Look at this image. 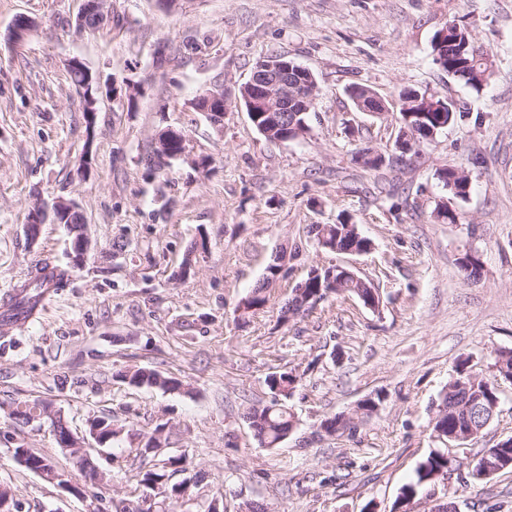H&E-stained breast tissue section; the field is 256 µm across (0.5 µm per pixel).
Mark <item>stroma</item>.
Masks as SVG:
<instances>
[{"mask_svg":"<svg viewBox=\"0 0 512 512\" xmlns=\"http://www.w3.org/2000/svg\"><path fill=\"white\" fill-rule=\"evenodd\" d=\"M84 0H0V295L48 262L66 270L38 313L0 337V484L21 512H89L79 499L11 458L16 440L60 465L72 459L47 431L14 427L8 404L42 399L72 432L111 419L113 448L141 445L156 425L171 431L166 454H185L200 476L199 498L224 512H395L401 487L442 444L437 406L459 363L494 379L501 405L483 435L457 451L455 471L435 485L460 512H512V470L472 481L470 463L512 437V381L495 358L512 349V0H108L109 19L76 31ZM36 27L21 42V19ZM467 28L493 55L482 92L432 61L446 22ZM285 53L311 70L319 96L298 142L268 141L237 100L255 63ZM77 57L102 79L133 83L135 102L99 96L87 130L83 91L67 71ZM373 89L388 110L358 112L348 90ZM221 86L232 103L223 123L193 107ZM413 87L452 100L455 125L377 171L352 153L389 152L398 132L399 92ZM182 130L186 157L161 170L148 158L157 134ZM209 159L208 171L196 163ZM464 167L466 199L449 200L439 169ZM408 188L393 205L383 186ZM64 198L84 214L91 248L74 267L65 225L25 231L36 201ZM449 201L459 221L436 220ZM357 224L372 242L362 255L318 249L312 224ZM207 250L188 275L180 268L198 240ZM298 248L264 310L236 309L279 247ZM479 258V280L459 267ZM349 265L376 289L378 309L330 297L281 322L290 288L311 268ZM130 367L182 382L179 391L121 381ZM290 372L297 425L276 448L260 444L246 407L269 402L267 378ZM377 411L355 432L326 435V417L364 399ZM111 473L103 499L142 495L124 459L99 458Z\"/></svg>","mask_w":512,"mask_h":512,"instance_id":"obj_1","label":"stroma"}]
</instances>
